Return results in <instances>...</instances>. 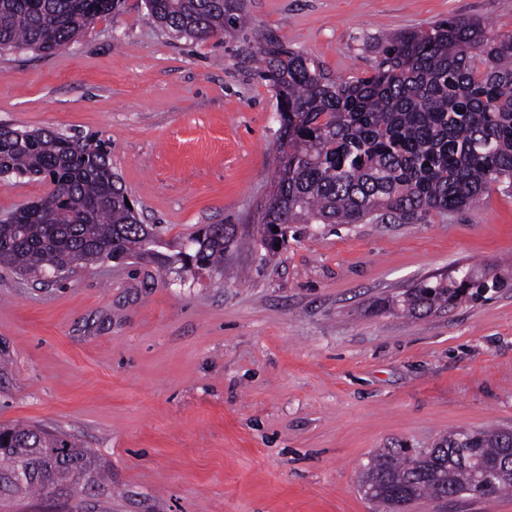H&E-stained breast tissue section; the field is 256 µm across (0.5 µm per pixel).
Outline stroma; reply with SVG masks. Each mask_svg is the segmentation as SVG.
<instances>
[{
	"mask_svg": "<svg viewBox=\"0 0 512 512\" xmlns=\"http://www.w3.org/2000/svg\"><path fill=\"white\" fill-rule=\"evenodd\" d=\"M248 38L165 34L123 0L45 56L0 51V125L93 137L144 223L178 248L206 224L254 233L280 152L254 60L275 31L331 76L369 75L378 38L450 17L512 35V0H247ZM48 190L0 177V218ZM512 267V190L418 224H295L271 261L177 272L103 261L58 282L0 265V426L92 449L111 480L0 512H379L360 489L381 448L512 431V287L404 316L426 278ZM407 512H512V492Z\"/></svg>",
	"mask_w": 512,
	"mask_h": 512,
	"instance_id": "1",
	"label": "stroma"
}]
</instances>
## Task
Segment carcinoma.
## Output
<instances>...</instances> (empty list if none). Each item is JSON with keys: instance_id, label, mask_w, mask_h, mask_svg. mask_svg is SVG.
Wrapping results in <instances>:
<instances>
[{"instance_id": "1", "label": "carcinoma", "mask_w": 512, "mask_h": 512, "mask_svg": "<svg viewBox=\"0 0 512 512\" xmlns=\"http://www.w3.org/2000/svg\"><path fill=\"white\" fill-rule=\"evenodd\" d=\"M120 0H0V49L52 54ZM161 28L198 41L244 32L246 0H145ZM260 77L277 94L280 165L253 246L275 255L290 224H416L464 210L494 184L512 189V36L454 17L377 40L373 72L333 80L314 59L265 32ZM38 176L49 190L0 223V265L65 277L103 257L211 270L239 239L207 224L189 251L166 253L146 232L100 141L48 130L0 135V175ZM279 231H274V228ZM509 275L463 273L421 282L389 306L403 313L477 299ZM441 438L424 454L387 448L364 465L361 487L383 509L434 502L490 475L512 489V445L500 431ZM106 484L95 454L40 428L0 427V493L70 498Z\"/></svg>"}]
</instances>
